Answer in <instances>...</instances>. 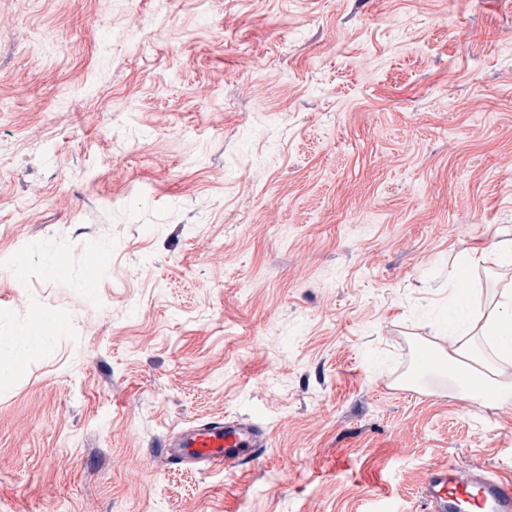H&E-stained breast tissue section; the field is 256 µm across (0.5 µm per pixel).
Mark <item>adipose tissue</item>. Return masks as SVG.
<instances>
[{
  "label": "adipose tissue",
  "instance_id": "adipose-tissue-1",
  "mask_svg": "<svg viewBox=\"0 0 512 512\" xmlns=\"http://www.w3.org/2000/svg\"><path fill=\"white\" fill-rule=\"evenodd\" d=\"M448 347H437L433 368L470 403L502 408L512 405V382L500 379L497 363H512V290L481 325L457 329Z\"/></svg>",
  "mask_w": 512,
  "mask_h": 512
}]
</instances>
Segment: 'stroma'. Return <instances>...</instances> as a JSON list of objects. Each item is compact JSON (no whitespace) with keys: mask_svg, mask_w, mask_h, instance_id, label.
I'll return each mask as SVG.
<instances>
[{"mask_svg":"<svg viewBox=\"0 0 512 512\" xmlns=\"http://www.w3.org/2000/svg\"><path fill=\"white\" fill-rule=\"evenodd\" d=\"M0 12V512H420L433 463L512 473V410L398 386L512 285V0ZM225 414L268 432L245 471L156 462Z\"/></svg>","mask_w":512,"mask_h":512,"instance_id":"35a3bbf8","label":"stroma"}]
</instances>
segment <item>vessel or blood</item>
Here are the masks:
<instances>
[{
  "mask_svg": "<svg viewBox=\"0 0 512 512\" xmlns=\"http://www.w3.org/2000/svg\"><path fill=\"white\" fill-rule=\"evenodd\" d=\"M267 438L258 423L227 416L183 427L160 443L158 455L208 473L230 471L256 459ZM420 502L422 512H512V480L478 466L438 462L421 483Z\"/></svg>",
  "mask_w": 512,
  "mask_h": 512,
  "instance_id": "vessel-or-blood-1",
  "label": "vessel or blood"
}]
</instances>
